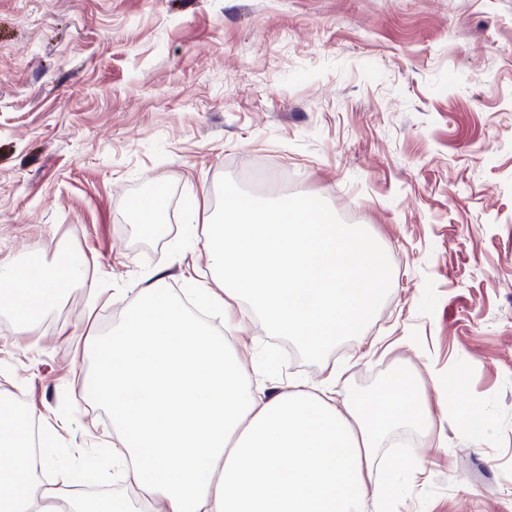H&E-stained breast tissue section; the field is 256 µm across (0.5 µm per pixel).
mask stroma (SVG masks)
<instances>
[{
	"label": "stroma",
	"mask_w": 512,
	"mask_h": 512,
	"mask_svg": "<svg viewBox=\"0 0 512 512\" xmlns=\"http://www.w3.org/2000/svg\"><path fill=\"white\" fill-rule=\"evenodd\" d=\"M155 188L159 238L133 229ZM300 192L375 242L391 286L321 358L248 321L267 386L332 375L342 402L406 369L429 423L394 512H512V0H0V261L64 247L86 271L33 336L0 316V395L70 420L42 481L112 440L83 387L143 273L195 304L226 195ZM452 368L481 436L432 393Z\"/></svg>",
	"instance_id": "obj_1"
}]
</instances>
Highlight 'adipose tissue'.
<instances>
[{"instance_id": "ef3b65f1", "label": "adipose tissue", "mask_w": 512, "mask_h": 512, "mask_svg": "<svg viewBox=\"0 0 512 512\" xmlns=\"http://www.w3.org/2000/svg\"><path fill=\"white\" fill-rule=\"evenodd\" d=\"M206 247L214 279L198 297L223 312V333L150 274L121 326L96 343L95 393L112 410V459L135 501L42 484L48 447L70 423L33 434L37 407L17 424L9 399L0 401V512H389L394 477L370 459L395 425L427 424L424 387L403 371L381 393L342 403L328 379L271 388L245 367L259 339L242 334L258 316L313 356L358 335L389 286L374 242L300 195L275 207L232 199ZM82 278L51 268L22 278L0 262V314L30 332L61 283Z\"/></svg>"}]
</instances>
